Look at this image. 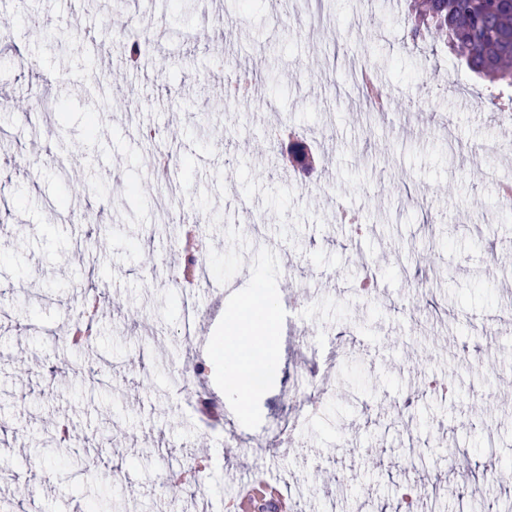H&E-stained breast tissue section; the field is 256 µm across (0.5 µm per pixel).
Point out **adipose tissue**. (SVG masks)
<instances>
[{"mask_svg": "<svg viewBox=\"0 0 512 512\" xmlns=\"http://www.w3.org/2000/svg\"><path fill=\"white\" fill-rule=\"evenodd\" d=\"M277 302L267 292L262 278L253 288L237 317L225 327V336L217 350L224 361L225 391L236 397L243 388L260 385L275 369L271 344L260 341V334L271 331Z\"/></svg>", "mask_w": 512, "mask_h": 512, "instance_id": "obj_1", "label": "adipose tissue"}]
</instances>
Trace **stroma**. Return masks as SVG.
I'll return each mask as SVG.
<instances>
[{
    "label": "stroma",
    "mask_w": 512,
    "mask_h": 512,
    "mask_svg": "<svg viewBox=\"0 0 512 512\" xmlns=\"http://www.w3.org/2000/svg\"><path fill=\"white\" fill-rule=\"evenodd\" d=\"M1 10L0 504L225 512L262 480L286 512H397L405 487L417 512H458L452 451L476 472L502 462L482 512L512 502V217L499 203L512 153L493 149L512 112L488 102L511 86L477 78L444 40L412 47L411 0ZM133 39L136 65L122 53ZM365 69L397 93L391 111L369 107ZM242 71L260 78L237 107L226 89ZM111 98L123 108L106 111ZM150 129L177 176L158 179ZM190 232L208 278L180 286L166 272ZM368 264L383 284L370 294ZM91 271L97 334L77 349ZM258 273L284 313L275 373L241 417L209 345ZM199 365L214 420L180 382ZM258 433L292 442L238 447ZM207 445L200 491L172 487Z\"/></svg>",
    "instance_id": "obj_1"
}]
</instances>
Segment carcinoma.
Here are the masks:
<instances>
[{"label":"carcinoma","instance_id":"cac0c4a2","mask_svg":"<svg viewBox=\"0 0 512 512\" xmlns=\"http://www.w3.org/2000/svg\"><path fill=\"white\" fill-rule=\"evenodd\" d=\"M440 32L461 60L493 82L512 85V3L507 0H420L418 21L410 29L416 45ZM363 94L371 107L384 111L386 95L373 83Z\"/></svg>","mask_w":512,"mask_h":512}]
</instances>
